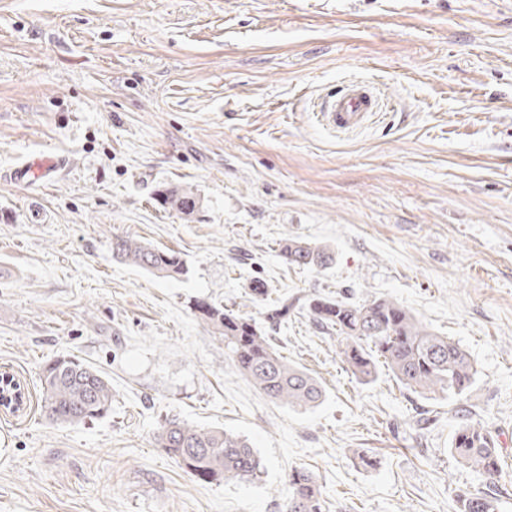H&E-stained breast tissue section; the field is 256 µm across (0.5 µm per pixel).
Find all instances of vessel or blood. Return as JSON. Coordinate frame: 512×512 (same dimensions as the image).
<instances>
[{
	"label": "vessel or blood",
	"mask_w": 512,
	"mask_h": 512,
	"mask_svg": "<svg viewBox=\"0 0 512 512\" xmlns=\"http://www.w3.org/2000/svg\"><path fill=\"white\" fill-rule=\"evenodd\" d=\"M378 109L379 100L372 87L351 83L327 95L318 105L316 118L329 131L345 133L363 128Z\"/></svg>",
	"instance_id": "obj_1"
}]
</instances>
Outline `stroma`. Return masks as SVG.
<instances>
[{"label": "stroma", "mask_w": 512, "mask_h": 512, "mask_svg": "<svg viewBox=\"0 0 512 512\" xmlns=\"http://www.w3.org/2000/svg\"><path fill=\"white\" fill-rule=\"evenodd\" d=\"M353 81L380 115L337 135L314 104ZM34 158L59 167L15 183ZM179 185L191 216L158 200ZM289 236L334 262L288 266ZM119 238L188 274L116 261ZM339 294L457 341L478 370L463 400L359 381L309 312ZM199 299L260 323L292 303L272 334L324 400L272 402L226 367ZM61 356L110 380L107 417L45 419ZM1 373L25 397L0 407V512H283L295 467L329 512H458L491 485L512 512V0H0ZM462 405L496 481L450 453ZM172 419L245 437L261 478L197 480L156 444ZM158 195L166 209L184 216L191 215L201 202L200 197L186 186L164 187Z\"/></svg>", "instance_id": "obj_1"}]
</instances>
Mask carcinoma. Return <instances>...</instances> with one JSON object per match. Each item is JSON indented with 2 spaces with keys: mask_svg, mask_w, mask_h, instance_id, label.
<instances>
[{
  "mask_svg": "<svg viewBox=\"0 0 512 512\" xmlns=\"http://www.w3.org/2000/svg\"><path fill=\"white\" fill-rule=\"evenodd\" d=\"M161 204L189 216L201 199L186 186L159 190ZM118 260L159 277L187 273L181 255L159 250L132 239L112 244ZM281 256L290 266L323 268L334 260L326 245L294 237L284 239ZM198 317L224 340V360L274 402L312 408L325 395L320 382L302 368L288 363L255 319L238 310L206 300L195 304ZM310 312L321 326L336 330L339 355L353 375L369 383L384 370L403 387L421 395L448 393L462 397L473 384L477 368L454 340L431 331L396 300L375 297L362 303L343 297L316 298ZM41 409L49 421L79 424L102 419L112 411V386L97 370L70 358L59 357L40 376ZM158 447L176 458L202 482L253 480L262 462L242 437L224 430H209L170 421L156 436ZM454 459L491 480L500 476L499 451L490 431L466 419L454 433ZM460 512H496L495 497L457 495ZM284 512H326V501L313 473L294 468L288 474Z\"/></svg>",
  "mask_w": 512,
  "mask_h": 512,
  "instance_id": "obj_1",
  "label": "carcinoma"
}]
</instances>
